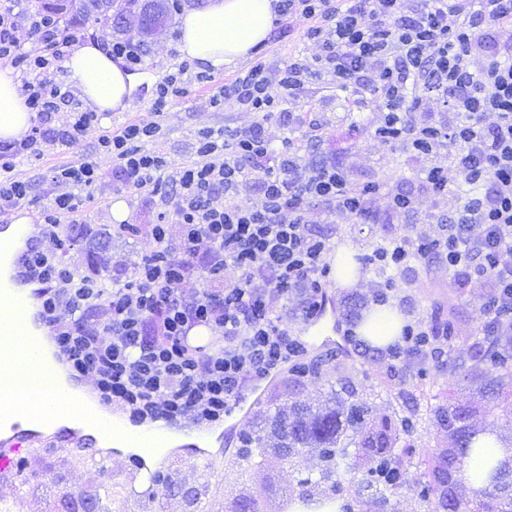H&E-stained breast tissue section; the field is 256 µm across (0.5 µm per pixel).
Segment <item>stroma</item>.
<instances>
[{
  "label": "stroma",
  "instance_id": "obj_1",
  "mask_svg": "<svg viewBox=\"0 0 512 512\" xmlns=\"http://www.w3.org/2000/svg\"><path fill=\"white\" fill-rule=\"evenodd\" d=\"M306 26V20L297 19L291 22L287 34L272 31L251 58L233 68L211 69V80L204 85L194 80L198 65L184 61L178 50L177 27H169L149 40L144 64L138 72L140 83L127 110L109 113L100 124L88 127L73 144L47 146L43 158L25 159L17 165L15 175L31 185L32 201L28 206L31 215L40 217L42 208L48 204L57 168L73 162L99 163L102 177L79 220L107 228L112 235L113 250L125 253L130 261L139 260L149 252L150 239L138 236L131 240L120 233L110 216V206L115 198H124L131 223L139 225L153 221L155 208L149 198L119 195L112 181V163L98 150L100 137L105 131H115L132 122L153 123L160 128L159 141L171 159L178 163L194 159L198 130L244 127L255 119L254 114L238 111L229 103L223 109H213L208 105L209 98L256 63L273 67L297 55L311 57L314 49L303 38ZM174 73L180 74L181 85L187 93L164 111H155L152 91ZM289 108L294 112L314 109L324 125L321 138H310L303 131L295 135L296 141L302 144L301 156L305 164L312 166L337 160L343 163L349 179L355 183L364 184L385 176L403 189L417 191V168L406 162L400 150L376 138L370 127L374 103L354 107L346 92L336 90L322 78L312 80L308 96L291 100ZM315 230L329 238L332 246H351L360 259L384 244L386 238L410 236L419 231L433 235L437 227L422 225L415 218L401 215L393 217L388 224H357L339 215L333 223L316 225ZM382 279V274L365 266L355 285L333 288L335 323L331 326H308L295 304H278L285 324L305 348L301 363L316 366L317 371L303 376L293 367H286L267 386L262 404L252 409L246 420V431L260 436L264 405H281L292 397L313 403L331 386L341 395L363 399L374 413L411 418L414 427L406 438L411 446L407 470L409 490L382 504L357 478L345 482L342 497L350 512H428L430 505L419 498L418 492L426 480L430 452L447 443L433 411L444 404L446 392H454L460 400L468 395L467 390L457 388L458 377L449 371L448 365L454 361H470L478 353L486 293L484 289L472 288L462 294L451 288L448 263L440 257L399 276L390 303L396 305L411 324L421 320L432 324L451 322L454 338L443 352L394 360L387 352H375L358 345L348 334L353 317L370 307L368 299L373 282ZM241 434L235 431L225 435L224 455L219 465L206 467L189 459L165 464L162 471L170 475L171 481L160 491L163 512H184L186 494L204 482L208 483L210 497L216 505H224L235 498H256L262 501L266 512H278L277 498L265 489L266 479L274 477L277 486L285 488L296 482L297 469L271 458L265 465L241 471L236 456L242 446ZM133 469V463L126 459L113 460L104 467L83 458L74 449L48 443L28 455L26 462L19 466L14 485L0 482V496L9 499L10 512H44V501L48 497L44 484L56 481L61 488L70 491L105 484L112 489L113 512H150L151 503L124 496Z\"/></svg>",
  "mask_w": 512,
  "mask_h": 512
}]
</instances>
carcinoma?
<instances>
[{
	"label": "carcinoma",
	"mask_w": 512,
	"mask_h": 512,
	"mask_svg": "<svg viewBox=\"0 0 512 512\" xmlns=\"http://www.w3.org/2000/svg\"><path fill=\"white\" fill-rule=\"evenodd\" d=\"M42 7L64 22L75 19L86 27L109 24L118 35L134 32L143 42L161 34L171 21L169 0H115L112 16L101 10L98 0H43ZM481 352L464 376L476 400L450 402L434 412L448 444L431 455L429 479L419 496L432 500L438 512H512V457L488 468L484 488L463 493L462 460L482 452L475 446L478 434H495L512 448V433L502 434L496 425L497 411H512V395L505 396L502 391L504 379L512 375V336L488 330ZM264 421L271 447L254 450L250 448L253 438L245 436L238 452L240 461L248 463L256 454H270L290 463L312 459L319 478H307L299 486L317 487L318 495L328 499L336 494L342 479L363 470L370 476L368 488L383 497L407 487L403 457L395 453L400 433L412 428L405 418L377 417L365 403L348 401L330 391L314 406L295 399L286 409H268ZM349 432L354 438L352 453L343 443ZM207 496L204 482L188 493L187 512H209ZM61 507L63 512H112V497L101 486L64 496Z\"/></svg>",
	"instance_id": "obj_1"
}]
</instances>
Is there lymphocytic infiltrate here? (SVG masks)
<instances>
[{
  "label": "lymphocytic infiltrate",
  "instance_id": "lymphocytic-infiltrate-1",
  "mask_svg": "<svg viewBox=\"0 0 512 512\" xmlns=\"http://www.w3.org/2000/svg\"><path fill=\"white\" fill-rule=\"evenodd\" d=\"M276 9L279 20H308L312 60L255 65L210 100L233 102L257 121L199 131L194 160L181 164L158 148V127L131 123L102 136L114 176L158 207L154 247L139 262L116 258L111 272L88 275L64 265L59 244L77 237L73 218L99 174L82 162L54 175L63 190L43 210V246L28 254L26 273L69 375L133 420L222 421L253 382L299 356L302 343L272 306L293 298L309 318L323 304L331 244L312 219L376 223L382 191L393 213L417 211L413 192L354 185L338 164L307 167L291 139L276 146L266 138L272 120L303 129L304 115L288 102L319 73L354 104L375 98V134L420 163L435 205L420 221L437 224L436 235L390 239L366 263L402 271L444 249L457 288L483 283L486 324L512 335V0H277ZM83 38L40 12L0 11V60L19 68L38 119L21 141L0 147L1 212L29 201L30 184L13 176L19 160L72 144L102 119L75 110L51 124L72 94L45 74ZM450 199L454 215L438 219L436 208ZM228 266L240 273L231 284ZM195 278L204 288L187 292ZM197 327L211 330V343L191 344Z\"/></svg>",
  "mask_w": 512,
  "mask_h": 512
}]
</instances>
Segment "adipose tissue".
<instances>
[{"label":"adipose tissue","instance_id":"adipose-tissue-1","mask_svg":"<svg viewBox=\"0 0 512 512\" xmlns=\"http://www.w3.org/2000/svg\"><path fill=\"white\" fill-rule=\"evenodd\" d=\"M276 0H210L202 9L186 10L178 20V49L183 58L202 66L230 68L251 57L273 28ZM82 99L99 112L126 109L138 85L106 53L99 41L75 47L64 62ZM34 123L13 69L0 67V146L21 140ZM403 315L392 306L365 312L358 331L383 348L400 335Z\"/></svg>","mask_w":512,"mask_h":512}]
</instances>
